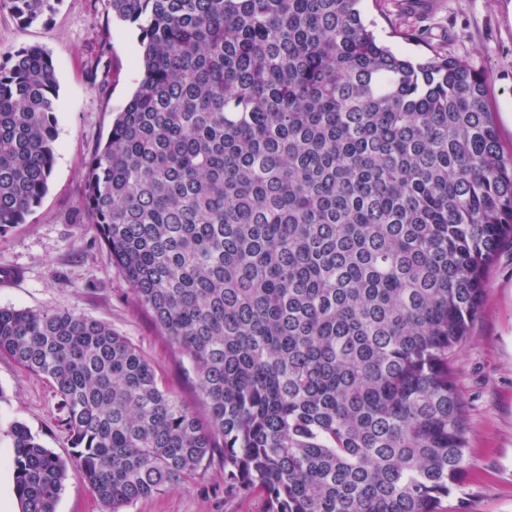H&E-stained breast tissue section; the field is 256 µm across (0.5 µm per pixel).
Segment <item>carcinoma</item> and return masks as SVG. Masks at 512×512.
Masks as SVG:
<instances>
[{"instance_id": "1", "label": "carcinoma", "mask_w": 512, "mask_h": 512, "mask_svg": "<svg viewBox=\"0 0 512 512\" xmlns=\"http://www.w3.org/2000/svg\"><path fill=\"white\" fill-rule=\"evenodd\" d=\"M59 0H0L23 26ZM359 0H106L140 79L85 161L92 224L207 414L125 337L0 308V356L45 377L109 512L214 456L266 512H447L467 470L452 364L512 243V156L485 80L380 44ZM56 69L0 57V235L55 161ZM20 512H55L66 463L8 427Z\"/></svg>"}]
</instances>
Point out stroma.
<instances>
[{
    "instance_id": "stroma-1",
    "label": "stroma",
    "mask_w": 512,
    "mask_h": 512,
    "mask_svg": "<svg viewBox=\"0 0 512 512\" xmlns=\"http://www.w3.org/2000/svg\"><path fill=\"white\" fill-rule=\"evenodd\" d=\"M105 0H62L44 23L22 27L0 12V55L39 45L58 80L55 162L40 205L0 235V307L68 310L103 322L154 365L163 382L198 416L206 406L191 362L153 325L114 267L94 225L83 224L84 162L105 142L112 121L140 79L135 26L107 16ZM365 24L392 50L415 59L440 52L485 77L488 105L505 154H512V0H361ZM419 30L420 40L398 28ZM467 399V473L448 512H512V246L487 275L483 309L453 365ZM64 414L50 383L0 356V505L17 512L7 458L9 423L24 424L62 459L73 455ZM252 493L224 490L221 458L192 478L121 512H264ZM56 512H108L81 470L67 469Z\"/></svg>"
}]
</instances>
